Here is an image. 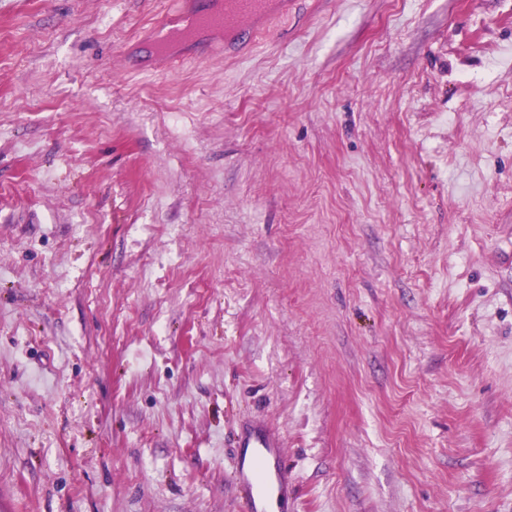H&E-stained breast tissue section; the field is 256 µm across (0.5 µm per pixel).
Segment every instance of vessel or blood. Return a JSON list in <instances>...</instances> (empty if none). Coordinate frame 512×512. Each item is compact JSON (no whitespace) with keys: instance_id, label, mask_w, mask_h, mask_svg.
Segmentation results:
<instances>
[{"instance_id":"b4317fda","label":"vessel or blood","mask_w":512,"mask_h":512,"mask_svg":"<svg viewBox=\"0 0 512 512\" xmlns=\"http://www.w3.org/2000/svg\"><path fill=\"white\" fill-rule=\"evenodd\" d=\"M297 0H176L159 26L132 52V60L141 67L165 65L178 68L184 55L158 50V43L170 28L181 21H193L201 30L224 28L234 36L224 44L201 41L197 52L211 55L222 52L235 59L252 48L270 27L292 14ZM236 465L233 482L238 490L241 512H268L271 498L282 497L288 480V467L276 430L268 425L239 427L236 434Z\"/></svg>"}]
</instances>
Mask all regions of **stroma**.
I'll use <instances>...</instances> for the list:
<instances>
[{"mask_svg": "<svg viewBox=\"0 0 512 512\" xmlns=\"http://www.w3.org/2000/svg\"><path fill=\"white\" fill-rule=\"evenodd\" d=\"M172 0H0V512H512V0H300L131 72ZM233 482L240 498V512H268V501L282 497L288 466L276 430L268 425L241 426L235 441Z\"/></svg>", "mask_w": 512, "mask_h": 512, "instance_id": "35a3bbf8", "label": "stroma"}]
</instances>
